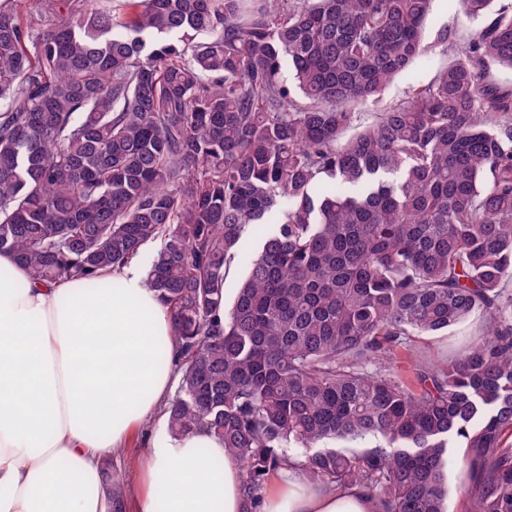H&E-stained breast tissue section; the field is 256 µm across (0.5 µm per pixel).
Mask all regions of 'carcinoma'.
Segmentation results:
<instances>
[{"mask_svg":"<svg viewBox=\"0 0 512 512\" xmlns=\"http://www.w3.org/2000/svg\"><path fill=\"white\" fill-rule=\"evenodd\" d=\"M484 25L374 123L426 47L432 0H48L0 9V252L40 282L101 275L159 244L173 435L224 441L260 503L302 458L386 512H443L468 449L471 512H512V14ZM289 67L292 80L284 77ZM262 231L233 301L225 280ZM462 359L412 379L378 364L471 315ZM108 512L125 475L107 460ZM0 8L16 12L23 21L37 14L45 16V23L53 19V15L45 12L46 5L43 0H0ZM466 458V448L448 449V461L446 459L444 467L445 483L447 481L446 477H448V497L446 495L443 501L445 512H464L463 509L465 504H467V499L461 489V485L469 481Z\"/></svg>","mask_w":512,"mask_h":512,"instance_id":"carcinoma-1","label":"carcinoma"}]
</instances>
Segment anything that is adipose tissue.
<instances>
[{
    "mask_svg": "<svg viewBox=\"0 0 512 512\" xmlns=\"http://www.w3.org/2000/svg\"><path fill=\"white\" fill-rule=\"evenodd\" d=\"M119 289L32 280L0 252V512H106L100 465L137 432L146 450L125 488L126 512H252L242 470L206 431L171 435L176 373L166 309L139 260L108 273ZM261 512H384L366 485L279 472Z\"/></svg>",
    "mask_w": 512,
    "mask_h": 512,
    "instance_id": "adipose-tissue-1",
    "label": "adipose tissue"
}]
</instances>
